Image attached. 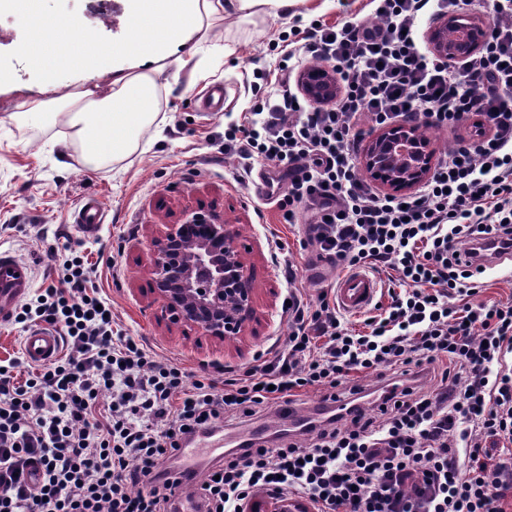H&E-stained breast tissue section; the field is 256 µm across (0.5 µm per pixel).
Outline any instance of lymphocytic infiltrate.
<instances>
[{
	"instance_id": "obj_1",
	"label": "lymphocytic infiltrate",
	"mask_w": 512,
	"mask_h": 512,
	"mask_svg": "<svg viewBox=\"0 0 512 512\" xmlns=\"http://www.w3.org/2000/svg\"><path fill=\"white\" fill-rule=\"evenodd\" d=\"M473 0H377L371 19L315 24L281 56L282 90L256 120L224 132L238 169L272 163L284 223L304 217L319 259L347 270L396 271L380 314L347 327L329 291L305 302L294 266L283 307L288 341L243 373L192 378L114 331L97 270L74 255L56 287L14 320L46 324L62 354L18 382L0 369V512H246L260 491L291 494L317 512H504L512 492V302L484 299L493 252L512 251V0L461 61L423 50L416 32ZM335 68L334 102L291 91L310 61ZM415 115L425 127L474 120L408 195L357 173L362 122ZM390 369V392L362 409L363 373ZM429 379L439 388L426 387ZM340 412L276 435L274 446L225 451L202 479L177 462L197 434L242 426L308 390Z\"/></svg>"
}]
</instances>
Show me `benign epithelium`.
<instances>
[{
	"label": "benign epithelium",
	"mask_w": 512,
	"mask_h": 512,
	"mask_svg": "<svg viewBox=\"0 0 512 512\" xmlns=\"http://www.w3.org/2000/svg\"><path fill=\"white\" fill-rule=\"evenodd\" d=\"M475 25L467 16L446 15L430 32L431 50L438 56L462 60L477 46L448 41V26ZM298 84L311 101L336 100L338 87L329 66L306 68ZM415 123L405 120L374 132L366 142L361 163L382 186L405 192L425 180L431 171L428 143L414 135ZM154 293L175 324L196 327L217 340L239 336L255 318L254 289L238 232L214 209L195 208L180 224H168L152 241Z\"/></svg>",
	"instance_id": "obj_1"
}]
</instances>
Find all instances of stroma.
<instances>
[{"mask_svg": "<svg viewBox=\"0 0 512 512\" xmlns=\"http://www.w3.org/2000/svg\"><path fill=\"white\" fill-rule=\"evenodd\" d=\"M91 0H41V13L76 20L90 32L103 62L92 70L60 72L67 91L88 81L107 82L121 62L129 33L124 0H114L111 22L92 12ZM369 0H298L276 17L239 20L223 26L233 56L218 58L201 47L207 79L179 75L161 94L159 119L144 128L129 157L89 164L70 128L37 116H23L25 102L43 98L44 73L27 46L30 25L0 0V248L34 265V291L56 286L58 268L74 252L98 264L100 292L112 304L115 329L144 340L159 357L181 363L195 378L214 366L245 369L256 352L288 335L282 313L287 285L282 264L299 269L297 282L316 301L323 267L311 266L303 224H285L275 205L259 206L237 178V162L224 153V132L243 123L255 100V85L276 94L279 50L296 30L370 15ZM223 83L230 97L224 111L199 112L196 95L209 83ZM88 195L106 209V222L88 235L74 223V212ZM216 204L234 224L246 246L243 261L252 275L258 321L245 335L217 341L202 332L171 324L151 292L148 244L166 224L180 223L199 203ZM284 244L274 253L272 238Z\"/></svg>", "mask_w": 512, "mask_h": 512, "instance_id": "stroma-1", "label": "stroma"}]
</instances>
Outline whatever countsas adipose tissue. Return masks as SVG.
<instances>
[{"label":"adipose tissue","instance_id":"obj_1","mask_svg":"<svg viewBox=\"0 0 512 512\" xmlns=\"http://www.w3.org/2000/svg\"><path fill=\"white\" fill-rule=\"evenodd\" d=\"M33 27L30 52L42 65L46 91L56 89V74L67 68L94 65L99 55L70 42L45 47L42 26L44 16L38 0H15ZM298 0H126L133 35L126 50L135 60L113 69L106 86L89 85L64 94L73 112L66 120L73 130L72 139L82 148L87 160L99 163L129 155L136 147L135 136L156 121L159 94L168 87L170 67L197 75L202 67L195 56L199 46L210 44L216 54L233 55L232 46L217 36L219 23L253 17L276 16L287 12ZM185 46L183 56L173 57L171 45Z\"/></svg>","mask_w":512,"mask_h":512}]
</instances>
